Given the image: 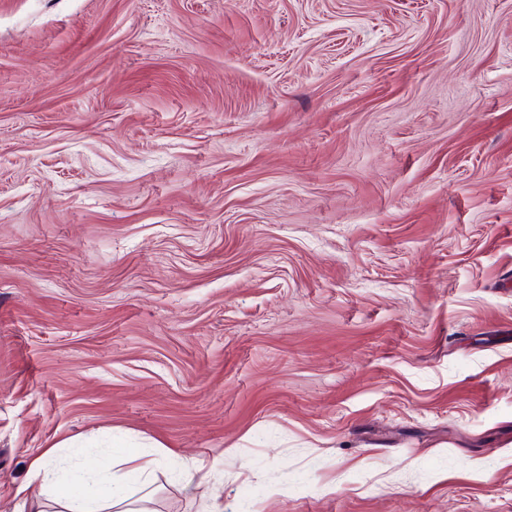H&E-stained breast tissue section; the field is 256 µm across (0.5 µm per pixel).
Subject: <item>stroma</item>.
Here are the masks:
<instances>
[{"mask_svg": "<svg viewBox=\"0 0 512 512\" xmlns=\"http://www.w3.org/2000/svg\"><path fill=\"white\" fill-rule=\"evenodd\" d=\"M512 512V0H0V512ZM142 477L137 488H132L121 480H113L105 485L100 497L86 495L80 485L92 480L91 476L82 475L71 479L72 490L58 486L57 499L52 498V487L60 476L57 472L52 450H45L30 463V479L28 483L18 487L16 495L20 499L19 512H51L50 501L56 502L59 509L53 512H155L144 506L150 501L151 472L149 465H138L134 468ZM39 484V493H33V486ZM139 496L135 497L136 495ZM195 493L200 502V510L197 512H223L224 504L222 490L218 486L209 485L206 477L201 476L195 485Z\"/></svg>", "mask_w": 512, "mask_h": 512, "instance_id": "obj_1", "label": "stroma"}]
</instances>
